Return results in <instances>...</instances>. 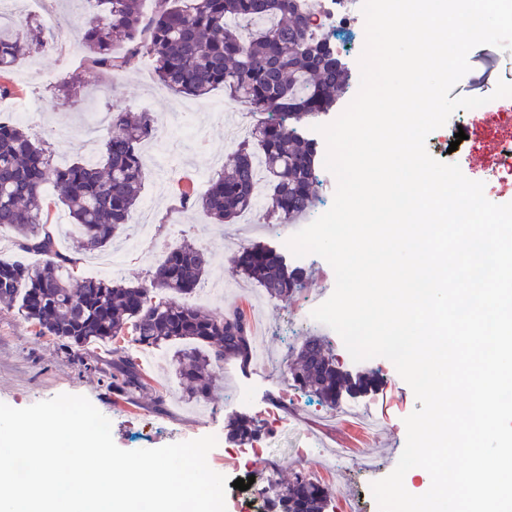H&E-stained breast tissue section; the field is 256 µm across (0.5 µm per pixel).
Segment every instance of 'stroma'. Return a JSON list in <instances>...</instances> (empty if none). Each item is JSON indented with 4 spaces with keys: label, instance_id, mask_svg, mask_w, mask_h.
<instances>
[{
    "label": "stroma",
    "instance_id": "35a3bbf8",
    "mask_svg": "<svg viewBox=\"0 0 512 512\" xmlns=\"http://www.w3.org/2000/svg\"><path fill=\"white\" fill-rule=\"evenodd\" d=\"M56 14L65 30L50 29L51 40L36 49L30 58L21 60L7 84L16 101L43 105L26 128L33 141L49 140L55 161L66 164L87 158L83 130L94 114L113 110L149 112L157 129H168L173 113H198L205 122L199 139L186 140L169 131L168 145L157 149L155 142L143 147L147 159L156 163L149 172L142 199L151 201V212L135 207L124 230L105 248V255L121 259L120 280L131 284H148L156 266L168 248L181 242L199 243L201 236L210 242L204 246L209 264L199 288L178 296L179 304L200 309L219 317L242 309L254 325V344L265 348L268 358L257 365H243L227 360L213 366L212 384L207 397L189 396L180 379L174 360V347L142 349L127 345V352L137 358L152 385L134 401L114 396L110 385L112 346L94 343L63 349L51 337H38L33 327L16 309L0 306V402L24 408L67 393L86 396L111 422L115 444L124 450L153 449L168 444L219 435L221 447L212 449L207 462L212 470L229 473L234 478L255 477L261 484H288L299 475L322 474L347 493H361L373 480L364 471L365 450L375 459H399L406 442L404 419L418 403L410 386L401 378L393 363L375 357L356 362L348 356L341 337L324 325L309 324L304 309L317 296L332 292L335 274L322 257L308 255L289 258L288 266L305 272L302 287L290 299L268 297L258 283L231 272L224 255V240L232 236L234 223L217 224L197 205H181L178 188L204 192L206 181L221 170L231 149L224 143V129L231 120L226 114L211 112L212 104L244 110V103H233L223 89H215L202 98L172 95L162 87L150 65L141 64L123 73L101 70L90 77L81 89L78 102L55 107L60 85L84 71L83 53H72L65 37H77L88 14L83 0H57ZM475 60L463 76L453 96L487 97L479 112H453L448 132L428 136L425 147L437 161L458 164L463 174L483 182L486 198L494 203L512 202V175L469 164L476 149L496 137L497 115L512 111V98H494L498 81L512 80V52L495 46L479 45ZM474 131V140L455 141L458 129ZM256 229L241 241V248L265 246L285 252V233H296L298 225L282 227L269 223L263 208L248 214ZM321 337L343 369L354 374L377 373L378 388L361 395L342 396L336 406H328L312 390L294 385L291 371L302 343L309 337ZM163 386L164 404H157L153 389ZM245 393V401L225 408L226 398ZM373 403L384 423L376 434L360 438L354 418L345 408ZM245 416L259 427V434L270 448L268 459L251 467H236L228 448L240 442L231 433L234 418ZM334 439L346 450V459L335 462L319 447L320 439Z\"/></svg>",
    "mask_w": 512,
    "mask_h": 512
}]
</instances>
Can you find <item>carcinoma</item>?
<instances>
[{
    "label": "carcinoma",
    "instance_id": "obj_1",
    "mask_svg": "<svg viewBox=\"0 0 512 512\" xmlns=\"http://www.w3.org/2000/svg\"><path fill=\"white\" fill-rule=\"evenodd\" d=\"M144 0H93L81 27L88 69L116 73L147 58L158 82L195 98L222 87L260 114L253 133L235 146L207 191L183 201L200 205L219 223L233 221L262 204L267 217L290 224L305 217L317 198L313 175L318 147L288 121L297 123L336 106L349 84L348 68L328 49V38L310 29L302 0H155L150 16ZM43 44L41 30L0 17V78ZM149 112L112 113L99 160L58 166L18 125L0 122V229L14 232L17 246L41 256L37 265L0 260V305L17 307L38 337L53 336L65 347L117 342L126 336L145 347L183 341L179 373L207 395L208 367L228 358L248 363L252 331L237 309L222 318L173 300L199 284L206 255L184 242L166 254L151 287L111 278L72 274L77 261L59 251L57 228L44 213L46 184L68 209L78 234L75 248L101 251L120 233L139 203L147 168L140 145L155 136ZM235 273L261 284L271 298L288 299L300 275L288 271L281 254L251 249L231 256ZM112 390L134 396L151 389L137 360L112 349ZM292 378L336 406L339 394L362 390L341 371L319 337L306 339ZM325 490L299 475L269 501L270 512H325Z\"/></svg>",
    "mask_w": 512,
    "mask_h": 512
}]
</instances>
